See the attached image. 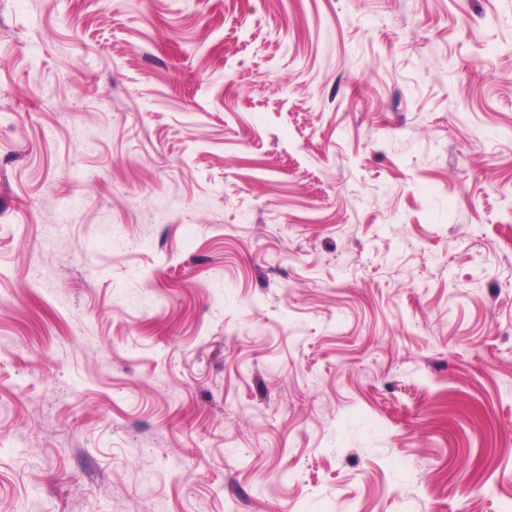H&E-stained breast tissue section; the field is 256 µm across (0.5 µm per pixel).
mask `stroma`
Returning a JSON list of instances; mask_svg holds the SVG:
<instances>
[{
  "label": "stroma",
  "instance_id": "35a3bbf8",
  "mask_svg": "<svg viewBox=\"0 0 512 512\" xmlns=\"http://www.w3.org/2000/svg\"><path fill=\"white\" fill-rule=\"evenodd\" d=\"M0 512H512V0H0Z\"/></svg>",
  "mask_w": 512,
  "mask_h": 512
}]
</instances>
